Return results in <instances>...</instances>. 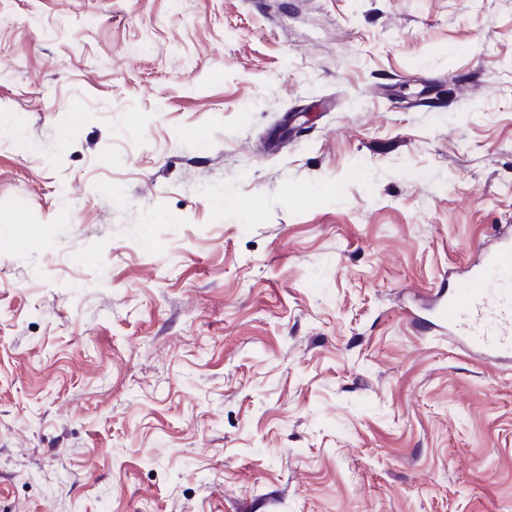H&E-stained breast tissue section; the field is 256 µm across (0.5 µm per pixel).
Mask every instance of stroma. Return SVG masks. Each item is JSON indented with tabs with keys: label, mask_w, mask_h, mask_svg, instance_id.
Instances as JSON below:
<instances>
[{
	"label": "stroma",
	"mask_w": 512,
	"mask_h": 512,
	"mask_svg": "<svg viewBox=\"0 0 512 512\" xmlns=\"http://www.w3.org/2000/svg\"><path fill=\"white\" fill-rule=\"evenodd\" d=\"M506 230L512 0H0V512H512ZM489 277L496 288H490ZM512 238L493 252H481L468 267L467 282L448 293L435 311L451 332L469 330L476 345L512 353Z\"/></svg>",
	"instance_id": "stroma-1"
}]
</instances>
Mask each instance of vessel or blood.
Here are the masks:
<instances>
[{
	"instance_id": "obj_1",
	"label": "vessel or blood",
	"mask_w": 512,
	"mask_h": 512,
	"mask_svg": "<svg viewBox=\"0 0 512 512\" xmlns=\"http://www.w3.org/2000/svg\"><path fill=\"white\" fill-rule=\"evenodd\" d=\"M435 318L449 331H470L481 348L512 353V238L480 253L466 283L438 305Z\"/></svg>"
}]
</instances>
